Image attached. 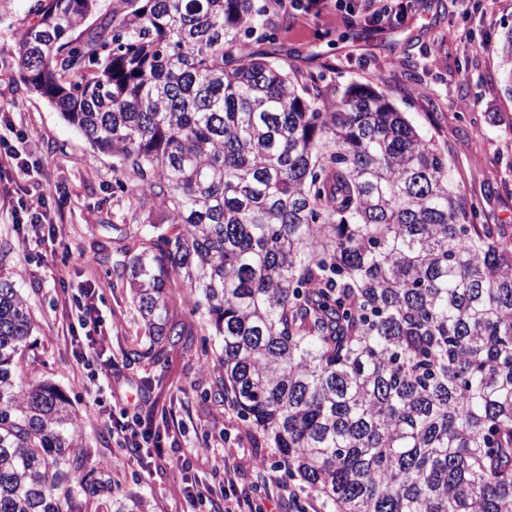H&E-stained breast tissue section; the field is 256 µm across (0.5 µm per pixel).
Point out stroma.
Returning a JSON list of instances; mask_svg holds the SVG:
<instances>
[{"mask_svg":"<svg viewBox=\"0 0 512 512\" xmlns=\"http://www.w3.org/2000/svg\"><path fill=\"white\" fill-rule=\"evenodd\" d=\"M260 2L278 21L275 47L288 52L294 69L324 71V101L357 84L383 92L444 153L457 195L483 203L496 223L512 225V84L499 55L512 28V0H413L401 26L359 22L340 5L306 15L287 2ZM35 5L0 0V133L11 126L26 135L21 155L30 167L29 175H19L0 156V275L15 280L36 321L18 360L23 386L54 384L76 409L87 455L70 470L72 487L100 468L112 490L95 499V512L134 500L148 512H210V499L192 502L181 490L221 493L229 464L238 496L266 512H326L318 497L289 503V490L300 489L301 480L222 398L224 371L214 356L219 341L194 298L176 302L195 342L191 350L171 351L168 372L130 356L144 329L113 266L159 209L141 203L115 159L93 149L22 83L12 33L32 19ZM40 196L57 235L22 243L13 215ZM86 288L95 289L108 330V377L91 375L68 333L66 303ZM117 419L150 423L164 456L144 449L141 463L131 462L130 449L119 447L112 432Z\"/></svg>","mask_w":512,"mask_h":512,"instance_id":"1","label":"stroma"}]
</instances>
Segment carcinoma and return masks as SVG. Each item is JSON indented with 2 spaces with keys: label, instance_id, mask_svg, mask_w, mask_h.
Instances as JSON below:
<instances>
[{
  "label": "carcinoma",
  "instance_id": "carcinoma-1",
  "mask_svg": "<svg viewBox=\"0 0 512 512\" xmlns=\"http://www.w3.org/2000/svg\"><path fill=\"white\" fill-rule=\"evenodd\" d=\"M40 0L21 81L163 212L126 278L155 363L203 305L224 390L330 512H512V230L454 192L448 159L370 86L324 74L255 0ZM512 80V28L500 45ZM31 312L0 277V512H75L70 400L18 387ZM86 500L109 491L92 470Z\"/></svg>",
  "mask_w": 512,
  "mask_h": 512
}]
</instances>
